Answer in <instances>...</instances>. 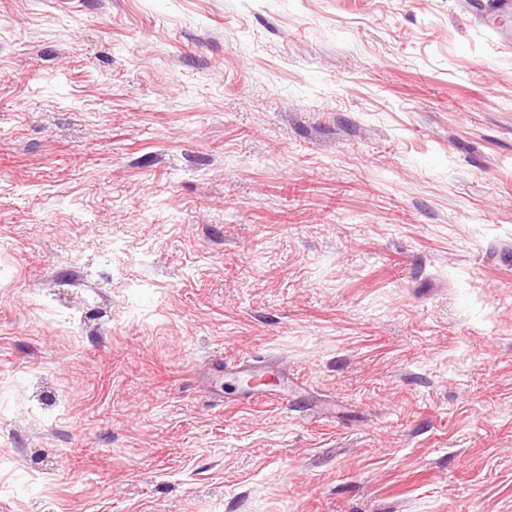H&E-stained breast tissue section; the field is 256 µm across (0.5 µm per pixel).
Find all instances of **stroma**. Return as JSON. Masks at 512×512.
<instances>
[{
	"label": "stroma",
	"instance_id": "obj_1",
	"mask_svg": "<svg viewBox=\"0 0 512 512\" xmlns=\"http://www.w3.org/2000/svg\"><path fill=\"white\" fill-rule=\"evenodd\" d=\"M0 512H512V43L0 0Z\"/></svg>",
	"mask_w": 512,
	"mask_h": 512
}]
</instances>
